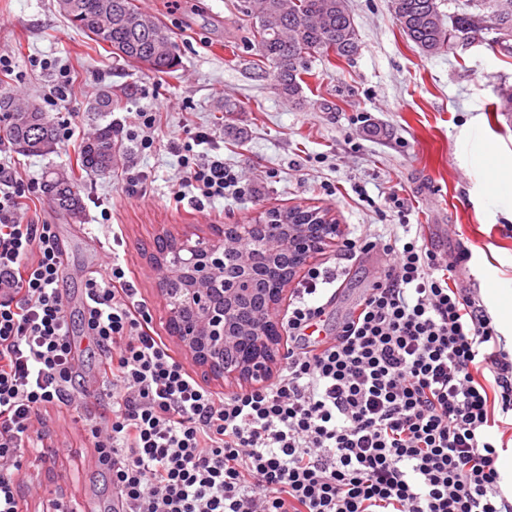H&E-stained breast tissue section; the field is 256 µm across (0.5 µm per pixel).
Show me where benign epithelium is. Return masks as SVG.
Returning a JSON list of instances; mask_svg holds the SVG:
<instances>
[{
    "label": "benign epithelium",
    "mask_w": 512,
    "mask_h": 512,
    "mask_svg": "<svg viewBox=\"0 0 512 512\" xmlns=\"http://www.w3.org/2000/svg\"><path fill=\"white\" fill-rule=\"evenodd\" d=\"M340 233L338 224H301L283 239L275 224H224L213 226L206 242L187 236L164 238V247L155 248L151 262L160 275L169 335L207 375L250 387L266 384L282 344L274 312L285 287ZM260 238L272 244V251L288 253L291 265L263 314L243 318L238 305L241 289L229 283L227 260L232 253L245 254V245ZM173 278L185 285L177 301L169 298L166 288Z\"/></svg>",
    "instance_id": "obj_1"
}]
</instances>
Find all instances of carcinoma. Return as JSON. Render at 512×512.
<instances>
[{"mask_svg": "<svg viewBox=\"0 0 512 512\" xmlns=\"http://www.w3.org/2000/svg\"><path fill=\"white\" fill-rule=\"evenodd\" d=\"M90 0H56L78 30L112 56L155 74H168L181 65L177 41L163 20L141 12L136 0H98L96 12ZM447 0H387L393 19L407 39L423 53L434 56L452 47L456 39L472 38L488 23L512 29V0H474L457 5L448 14ZM242 10L251 17L262 61L276 69L282 97L296 102L303 96V75L312 59L335 55L350 60L360 51V39L348 0H245ZM0 112L8 121L0 123V144L7 143L24 154L48 155L56 150L54 123L37 103H20L0 89ZM126 149L118 129L100 125L80 151V170L88 175L112 172L123 164ZM43 191L58 214L69 224L85 216L83 181L72 171L52 170L43 179ZM312 210L300 206L275 211L283 225L310 224ZM257 288L252 310H259L273 284L269 280L244 284Z\"/></svg>", "mask_w": 512, "mask_h": 512, "instance_id": "obj_1", "label": "carcinoma"}]
</instances>
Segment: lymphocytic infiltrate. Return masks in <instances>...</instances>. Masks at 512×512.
I'll use <instances>...</instances> for the list:
<instances>
[{"instance_id": "1", "label": "lymphocytic infiltrate", "mask_w": 512, "mask_h": 512, "mask_svg": "<svg viewBox=\"0 0 512 512\" xmlns=\"http://www.w3.org/2000/svg\"><path fill=\"white\" fill-rule=\"evenodd\" d=\"M209 141L176 144L175 202L189 188L247 193L223 158L198 159ZM25 197L0 164V512H21L13 471L41 412L83 404L63 253L53 225L21 220ZM341 249L388 263L336 338L306 336L332 279L315 266L288 311L295 347L277 378L225 396L170 354L120 261L87 280L84 327L112 382L90 445L125 512H512L496 466L512 445V355L482 297L457 283L471 250L369 233Z\"/></svg>"}]
</instances>
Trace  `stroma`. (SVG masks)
I'll list each match as a JSON object with an SVG mask.
<instances>
[{
    "instance_id": "stroma-1",
    "label": "stroma",
    "mask_w": 512,
    "mask_h": 512,
    "mask_svg": "<svg viewBox=\"0 0 512 512\" xmlns=\"http://www.w3.org/2000/svg\"><path fill=\"white\" fill-rule=\"evenodd\" d=\"M160 13L175 33L180 68L158 75L132 67L72 27L55 0H0V55L12 62L0 86L16 97L43 105L54 124L71 123V140L55 153L28 156L0 147V162L33 186L34 210L27 219L54 224L64 252L59 288L79 359V390L85 406L60 405L39 424L33 446L24 448L14 481L23 512H110V472L84 444L92 416L108 414L112 401L97 376L102 359L82 319L85 281L106 261L103 246L130 270V279L167 336L158 293V274L148 258L162 232L208 239L215 224H251L271 209L305 206L326 210L343 233L371 230L389 238L401 223L420 225L425 245L456 252L470 248L472 262L460 286L477 287L488 307L512 297V182L492 183L495 169L512 168V115L497 112L501 88H512V57L493 52L485 39L467 49L436 56L407 39L387 9V0H349L361 41L352 60L316 59L295 104L280 96L276 70L261 63L252 23L241 0H137ZM66 66L72 83L67 98L52 101L57 69ZM112 93V110L92 111L102 90ZM242 103L225 115L224 100ZM138 112L162 119L152 149L127 140L128 159L118 169L85 179L86 216L69 224L42 190L50 168L76 166L81 144L94 128L110 122L132 126ZM380 124L371 137L363 118ZM206 131L224 165L251 187L196 208L192 199L172 198L183 180L171 141ZM145 176L144 194L126 193L128 174ZM397 193L403 211L389 209ZM112 218L103 221L101 212ZM382 253L354 257L330 244L313 259L334 270L323 293L331 301L320 324L335 333L371 285ZM66 444L70 454L56 455Z\"/></svg>"
}]
</instances>
